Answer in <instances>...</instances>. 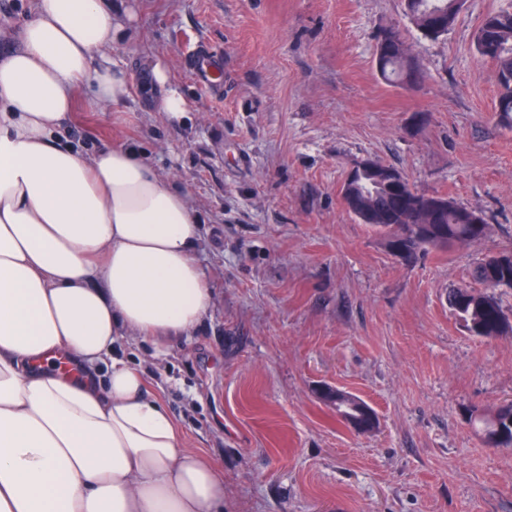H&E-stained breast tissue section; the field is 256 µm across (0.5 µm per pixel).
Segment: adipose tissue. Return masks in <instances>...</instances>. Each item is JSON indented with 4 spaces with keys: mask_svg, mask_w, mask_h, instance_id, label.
<instances>
[{
    "mask_svg": "<svg viewBox=\"0 0 512 512\" xmlns=\"http://www.w3.org/2000/svg\"><path fill=\"white\" fill-rule=\"evenodd\" d=\"M128 21L106 0H31L0 53V512H224L221 467L112 357L118 337L160 351L208 314L198 214L138 148L63 138L83 97L120 120Z\"/></svg>",
    "mask_w": 512,
    "mask_h": 512,
    "instance_id": "1",
    "label": "adipose tissue"
}]
</instances>
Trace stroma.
<instances>
[{
	"mask_svg": "<svg viewBox=\"0 0 512 512\" xmlns=\"http://www.w3.org/2000/svg\"><path fill=\"white\" fill-rule=\"evenodd\" d=\"M135 18L112 54L131 83L122 125L80 104L68 136L92 152L122 140L184 188L214 292L197 330L156 355L127 337L187 447L224 471V512H512V448L486 447L469 408L512 401V330L470 335L448 305L485 255L512 243V119L497 66L474 36L512 0H464L428 39L405 0H112ZM402 29L425 77L380 75L376 50ZM224 64V95L188 55ZM164 66L190 109L169 121L142 84ZM374 158L421 192L482 212L479 243L404 263L346 209L352 167ZM379 418L362 434L321 386ZM189 66L199 83L207 91L224 89V67L219 56L195 48L189 56Z\"/></svg>",
	"mask_w": 512,
	"mask_h": 512,
	"instance_id": "35a3bbf8",
	"label": "stroma"
}]
</instances>
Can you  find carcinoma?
Masks as SVG:
<instances>
[{
    "instance_id": "1",
    "label": "carcinoma",
    "mask_w": 512,
    "mask_h": 512,
    "mask_svg": "<svg viewBox=\"0 0 512 512\" xmlns=\"http://www.w3.org/2000/svg\"><path fill=\"white\" fill-rule=\"evenodd\" d=\"M415 10L412 17L420 28H425L429 16L438 14L442 25L450 28L462 7L463 0H411ZM496 46L493 60L499 63L498 82L501 88L497 111L512 112V56L504 57L508 44H512V12L491 13L485 17L476 34ZM410 61L395 51L381 59V73L387 80L400 84L409 76ZM391 166L383 164L370 171L359 182L346 188L344 203L360 222L368 224L384 237H389L393 227L401 231L395 239L399 258L413 260L429 249H446L456 243H476L486 237L489 226L479 212L448 202V209L439 214L426 215V200L411 194L406 186L386 183L385 172ZM501 260L479 261L473 269L474 280L481 289H456L448 294L449 306L474 336L493 338L505 330V317L489 291L508 286L512 288V246L498 252ZM340 405L347 414L340 415L343 422L349 419L364 420L368 404L355 395L341 397ZM474 424L480 426L482 435L492 434L500 448L512 447V402L497 407L491 414H476Z\"/></svg>"
}]
</instances>
